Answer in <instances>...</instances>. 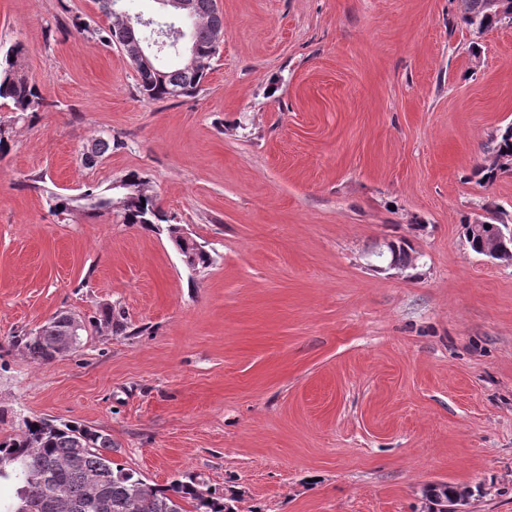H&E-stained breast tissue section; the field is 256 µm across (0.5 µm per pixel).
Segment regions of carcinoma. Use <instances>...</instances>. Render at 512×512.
I'll return each instance as SVG.
<instances>
[{"instance_id":"obj_1","label":"carcinoma","mask_w":512,"mask_h":512,"mask_svg":"<svg viewBox=\"0 0 512 512\" xmlns=\"http://www.w3.org/2000/svg\"><path fill=\"white\" fill-rule=\"evenodd\" d=\"M487 0H466L460 21L469 30L482 33L500 25L485 8ZM194 19L189 21V40L195 51V63H183L173 69L152 73L137 68L139 95L153 102H164L199 93L210 69L217 44L213 29L222 25L215 0H195ZM80 31L101 43L121 45L139 33L119 32L114 23L99 26L92 19L77 24ZM25 47L17 42L0 55V106L12 112L9 120H0V155L14 144L16 124L36 119L46 106L37 84L23 71L21 60ZM124 142L118 138L96 139L82 153L84 165L93 167L111 148ZM512 156V123L496 130L490 138L488 165L477 166L472 176L482 184H492L511 173L499 161ZM43 177L27 179L24 187L47 194V203L57 215L106 211L120 224H172L174 217L164 212L151 189L133 197L124 208H113L112 185L89 187L78 195L45 190ZM410 245L388 248L395 264L408 268L412 263ZM71 312L61 311L35 330L14 336V343L35 362H47L60 354L65 342L78 344L81 334H73ZM96 330L103 327L121 334L127 329L125 311L111 306L101 317L89 319ZM112 451L109 434L88 426L57 425L49 419L23 421L15 434L0 439V482L16 485L13 500L0 512H15L27 504L33 512H234L235 493L221 494L191 478L161 487L148 483L142 475L108 456ZM429 503L436 499L460 500L469 496L466 489L447 483L430 485L424 490Z\"/></svg>"}]
</instances>
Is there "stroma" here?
<instances>
[{"instance_id": "1", "label": "stroma", "mask_w": 512, "mask_h": 512, "mask_svg": "<svg viewBox=\"0 0 512 512\" xmlns=\"http://www.w3.org/2000/svg\"><path fill=\"white\" fill-rule=\"evenodd\" d=\"M200 93L142 99L125 53L77 28L97 0H0V50L50 106L0 157V438L81 423L159 486L234 489L237 512H426L425 485L512 512V264L464 220L512 218V173L477 183L512 123V26L458 0H219ZM121 148L85 167L97 135ZM214 261L165 227L55 216L128 172ZM410 240L409 272L375 251ZM122 307L120 335L30 360L13 337L61 311ZM465 8L460 10V21L469 30L475 33H483L486 30L497 27L500 24L512 25V9H506L503 0H488L487 7L498 12L500 21L489 14V9L484 8L487 0H464Z\"/></svg>"}]
</instances>
